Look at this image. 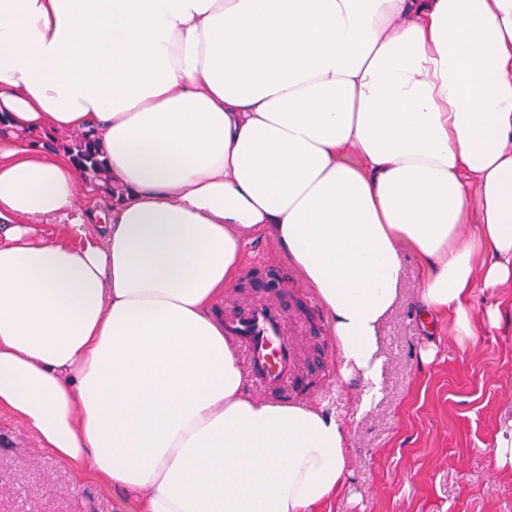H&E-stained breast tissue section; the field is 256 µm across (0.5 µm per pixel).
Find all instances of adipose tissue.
Instances as JSON below:
<instances>
[{
	"label": "adipose tissue",
	"mask_w": 512,
	"mask_h": 512,
	"mask_svg": "<svg viewBox=\"0 0 512 512\" xmlns=\"http://www.w3.org/2000/svg\"><path fill=\"white\" fill-rule=\"evenodd\" d=\"M74 130L108 206L50 141ZM252 236L343 383L378 382L406 249L430 335L473 340L476 284L512 282V0H0V410L140 512L334 499L346 426L251 393L224 334Z\"/></svg>",
	"instance_id": "adipose-tissue-1"
}]
</instances>
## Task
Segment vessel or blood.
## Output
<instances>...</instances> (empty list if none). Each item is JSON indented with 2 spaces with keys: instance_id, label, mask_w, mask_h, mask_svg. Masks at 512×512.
<instances>
[{
  "instance_id": "vessel-or-blood-1",
  "label": "vessel or blood",
  "mask_w": 512,
  "mask_h": 512,
  "mask_svg": "<svg viewBox=\"0 0 512 512\" xmlns=\"http://www.w3.org/2000/svg\"><path fill=\"white\" fill-rule=\"evenodd\" d=\"M287 320L285 308L264 295L224 307V333L238 342L252 385L275 398L288 396L300 370L298 344Z\"/></svg>"
}]
</instances>
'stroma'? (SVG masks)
<instances>
[{"label":"stroma","mask_w":512,"mask_h":512,"mask_svg":"<svg viewBox=\"0 0 512 512\" xmlns=\"http://www.w3.org/2000/svg\"><path fill=\"white\" fill-rule=\"evenodd\" d=\"M246 261L225 299L260 293L294 317L302 360L290 401L313 399L350 436V475L318 512H512V474L498 468L497 433L512 422V283L474 290V309H499L498 326L465 344L432 342L413 311L422 286L418 257L402 255L396 305L380 331V393L340 382V353L320 302L268 240ZM139 499L44 451L19 420L0 412V512H137Z\"/></svg>","instance_id":"1"}]
</instances>
